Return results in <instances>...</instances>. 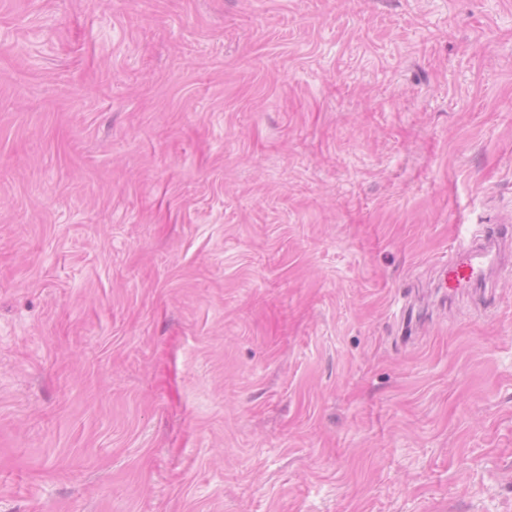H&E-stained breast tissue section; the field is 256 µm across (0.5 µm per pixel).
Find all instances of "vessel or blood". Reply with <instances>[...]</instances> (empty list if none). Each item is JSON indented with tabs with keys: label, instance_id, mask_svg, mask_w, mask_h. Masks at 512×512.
Masks as SVG:
<instances>
[{
	"label": "vessel or blood",
	"instance_id": "b4317fda",
	"mask_svg": "<svg viewBox=\"0 0 512 512\" xmlns=\"http://www.w3.org/2000/svg\"><path fill=\"white\" fill-rule=\"evenodd\" d=\"M511 240V234L490 229L480 245L458 242L454 257L442 267L440 287L453 297L462 289L486 286L490 271L500 262L502 246Z\"/></svg>",
	"mask_w": 512,
	"mask_h": 512
}]
</instances>
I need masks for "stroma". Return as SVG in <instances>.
I'll use <instances>...</instances> for the list:
<instances>
[{"mask_svg":"<svg viewBox=\"0 0 512 512\" xmlns=\"http://www.w3.org/2000/svg\"><path fill=\"white\" fill-rule=\"evenodd\" d=\"M512 0H0V512H512ZM507 232L488 228L484 242L477 246L459 240L455 256L442 266L439 288L448 290V301L464 288L485 287L488 284L489 272L499 264L500 247L510 241Z\"/></svg>","mask_w":512,"mask_h":512,"instance_id":"35a3bbf8","label":"stroma"}]
</instances>
